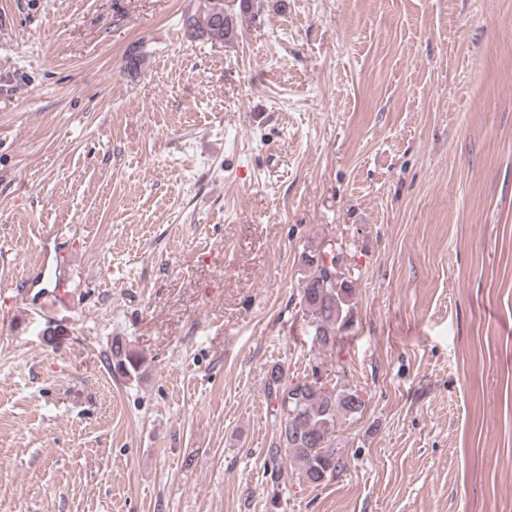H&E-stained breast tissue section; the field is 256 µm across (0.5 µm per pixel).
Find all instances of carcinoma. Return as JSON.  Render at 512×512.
I'll return each mask as SVG.
<instances>
[{
  "label": "carcinoma",
  "instance_id": "obj_1",
  "mask_svg": "<svg viewBox=\"0 0 512 512\" xmlns=\"http://www.w3.org/2000/svg\"><path fill=\"white\" fill-rule=\"evenodd\" d=\"M253 0H198L195 9L182 16L184 34L212 46L238 40L243 20L252 14ZM328 249L320 245L302 257L306 274L303 278V316L319 330L314 340L320 352L333 354L342 332L353 317V289L346 273L336 268L340 256L325 263ZM141 356L120 340L112 342L113 372L130 380L137 378ZM266 394L275 419L279 420L278 442L269 451L272 464L279 465L285 449L299 484L318 487L342 470L333 446L331 433L342 414H356L365 400L358 391L331 384L325 389L318 381L290 379L281 365L275 364L267 375Z\"/></svg>",
  "mask_w": 512,
  "mask_h": 512
}]
</instances>
